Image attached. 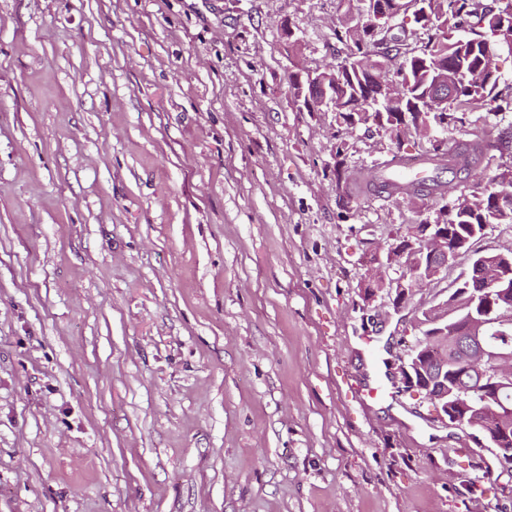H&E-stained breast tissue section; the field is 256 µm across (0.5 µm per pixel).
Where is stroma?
<instances>
[{"label":"stroma","instance_id":"1","mask_svg":"<svg viewBox=\"0 0 512 512\" xmlns=\"http://www.w3.org/2000/svg\"><path fill=\"white\" fill-rule=\"evenodd\" d=\"M362 7L0 0V512H512L470 428L367 396L469 258L362 298L433 201L345 198L393 144L287 79Z\"/></svg>","mask_w":512,"mask_h":512}]
</instances>
